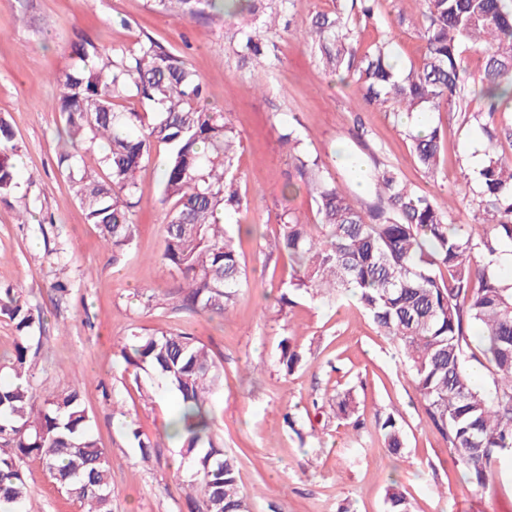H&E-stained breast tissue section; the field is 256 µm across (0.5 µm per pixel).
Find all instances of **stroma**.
Masks as SVG:
<instances>
[{
  "mask_svg": "<svg viewBox=\"0 0 512 512\" xmlns=\"http://www.w3.org/2000/svg\"><path fill=\"white\" fill-rule=\"evenodd\" d=\"M335 8L336 0H285L295 25L278 33L276 57L253 68L236 52L243 24L236 16L184 21L150 0H0V115L13 126L23 174L22 202H0V291L23 292L42 317L31 385L79 387L108 459L113 512H193L198 505L186 496L190 461L165 436L178 395L122 356L133 335L171 326L192 332L224 368V385L210 401L213 430L238 460L249 512H385L392 488L406 493L413 512H512V462H492L495 475L483 488L468 484L430 422L399 347L354 300L278 304L289 272L287 254L271 248L279 216L289 211L318 221L307 192L282 193L296 173L279 140L283 126H297L306 152L328 160L330 175L347 187L351 165L368 173L388 166L414 188L448 198L484 160L474 120L483 103L473 100L463 112L427 113L444 141L437 179L424 176L410 152L409 124L393 112L355 105L354 84L341 83L300 38L312 16ZM421 10L420 0H378L374 19L357 22L361 47L386 41L398 73L419 66ZM148 36L187 59L205 81L210 104L226 111L240 137L234 173L243 207L232 220L257 225L260 234L241 240L247 279L223 317L149 304L150 296L175 293L173 274L157 260L168 213L158 203L164 147L140 172L136 235L117 261L99 230L85 223L57 167L63 117L47 104L71 45L89 38L118 50ZM24 207L29 214L21 224L17 212ZM59 282L68 284V295L56 292ZM286 337L302 357L291 372L278 362ZM346 392L359 405L362 429L325 407ZM390 413L405 433L396 455L375 428L376 415ZM134 427L151 441L150 458H142ZM22 470L25 512H80L38 458H24Z\"/></svg>",
  "mask_w": 512,
  "mask_h": 512,
  "instance_id": "stroma-1",
  "label": "stroma"
}]
</instances>
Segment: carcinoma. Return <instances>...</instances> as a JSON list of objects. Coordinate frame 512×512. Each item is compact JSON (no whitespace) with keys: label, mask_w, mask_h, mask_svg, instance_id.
I'll return each mask as SVG.
<instances>
[{"label":"carcinoma","mask_w":512,"mask_h":512,"mask_svg":"<svg viewBox=\"0 0 512 512\" xmlns=\"http://www.w3.org/2000/svg\"><path fill=\"white\" fill-rule=\"evenodd\" d=\"M162 12L183 19L214 15L257 17L266 0H153ZM425 49L420 66L398 76L389 43L362 51L352 12L370 20L378 0H351L345 8L316 14L306 28L324 67L351 78L365 106L395 113L461 110L473 97L486 103L474 120L486 136L479 190L468 200L482 232L451 224V206L413 189L399 173L376 168L373 197H353L329 176L322 159L302 148L298 128H282L298 176L318 215L310 224L292 212L280 215L274 249L288 255L289 288L327 304L350 294L382 335L397 344L430 421L477 487L492 475V460L512 453V285L498 273L512 250V156L498 152L499 138L512 142V125L498 116L512 112V0H422ZM272 27L238 30L243 64L273 55ZM483 50L478 73L464 79L466 53ZM62 114L59 136L68 148L58 167L86 223L99 228L124 253L135 237L133 209L138 173L152 150L168 149L161 171L159 203L173 202L158 260L180 279L175 308L220 316L233 307L244 269L238 244L242 225L224 217L239 212L242 197L233 174L238 133L222 111L203 105L205 90L184 56L147 36L116 51L100 42L72 46L71 64L55 77ZM136 97L150 111L122 109ZM425 176L439 174L441 131L409 134ZM98 150L97 172L84 154ZM20 146L0 116V201L18 188ZM0 313L15 323L19 339L10 363L13 381L0 384V512H24L29 487L20 460L37 456L49 476L82 512H112L108 460L90 431V416L77 387L34 393L29 385L32 333L41 325L23 295L0 297ZM477 343L489 362L492 389L473 380L466 349ZM127 364L148 369L182 400L171 437L182 444L194 473L189 486L202 496L197 512H246L237 459L214 440L209 408L222 387L223 368L208 348L184 328L138 336L123 352ZM301 361L290 341L279 362L289 371ZM351 393L336 398V414L360 425ZM381 442L398 453L404 437L396 418L376 417ZM386 512H411L405 493L387 492Z\"/></svg>","instance_id":"obj_1"}]
</instances>
